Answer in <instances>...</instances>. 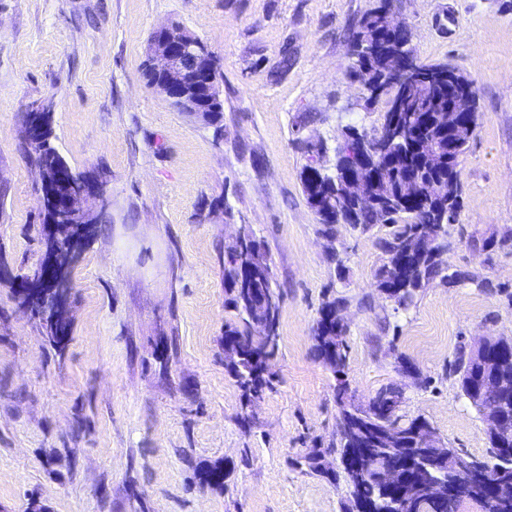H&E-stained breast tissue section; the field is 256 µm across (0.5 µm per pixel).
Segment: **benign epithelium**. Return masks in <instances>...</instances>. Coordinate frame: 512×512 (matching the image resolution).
<instances>
[{"instance_id":"1","label":"benign epithelium","mask_w":512,"mask_h":512,"mask_svg":"<svg viewBox=\"0 0 512 512\" xmlns=\"http://www.w3.org/2000/svg\"><path fill=\"white\" fill-rule=\"evenodd\" d=\"M382 53L375 40H364L350 46L349 57L355 63L360 59L370 58ZM391 63L383 74L381 82L394 89V94L387 97L386 108L393 113L399 112L398 91L417 77L420 61L413 54L400 50L390 54ZM147 69L156 76L153 88L163 94L180 112L196 116L205 122H211L219 109L221 92L214 82L215 61L208 47L196 36L182 26L172 23L157 29L146 50ZM476 111L474 95L464 92L454 99L446 109L436 113L435 122L443 130L452 132L462 126H470L469 114ZM413 114H408L404 124L397 125V119L384 122L371 137L360 140L351 169L346 173V192L354 196L364 195L365 180L362 168L375 163L379 157L388 154L393 147L405 140L404 125L412 124ZM44 113L41 110L29 113L28 141L35 144L43 131ZM42 193L51 198L73 224H83L90 217L85 207L87 200L97 196L91 183L73 179L59 174L55 177L39 172ZM422 254L434 257L441 254L438 241L432 235H420L413 243ZM43 272L38 276L41 287L54 288L61 292L71 289L70 266L61 262L58 252L51 251L43 255ZM499 338L482 336L470 345L473 362L482 369H492L512 357L508 353L493 354V346ZM474 399L471 403L479 405L483 423L489 438L495 445L507 446L512 442V417H506L496 409L498 386L489 379H483L471 389ZM415 447L406 449L404 466L421 464L434 472L445 471L448 464L449 448L439 445L435 433L423 424L414 429ZM373 468L383 486L390 491L398 490L394 496L395 512H405L410 498L420 495L425 498L448 496L464 498V493L478 485L485 492L479 494L486 507L482 512H491V507L499 501L512 498V481L502 479L494 472V464L470 457L456 455L455 469L448 481L434 480L430 484L415 486L407 490L402 486L405 475L402 469L393 467L379 458H374Z\"/></svg>"}]
</instances>
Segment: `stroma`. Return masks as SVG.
<instances>
[{"instance_id":"stroma-1","label":"stroma","mask_w":512,"mask_h":512,"mask_svg":"<svg viewBox=\"0 0 512 512\" xmlns=\"http://www.w3.org/2000/svg\"><path fill=\"white\" fill-rule=\"evenodd\" d=\"M372 3L0 0V262L30 272L44 251L39 173L22 142L33 109H50L55 147L98 186L101 227L71 270L63 353L0 277V512H343L345 477L328 453L336 380L313 346L318 310L337 295L353 401L397 386L403 418L486 456L482 419L448 366L461 344L512 336V251L489 245L512 227V8L401 2L417 56L477 89L443 258L486 282H433L404 310L376 286L384 226L325 238L300 180L308 143H323L315 159L330 171L346 127L380 123V106L347 78L349 28ZM170 23L213 54L222 122L177 111L147 85L148 41ZM242 224L282 293L274 388L253 403L224 361V248ZM316 448L322 474L302 463ZM215 464L220 489L201 479Z\"/></svg>"}]
</instances>
